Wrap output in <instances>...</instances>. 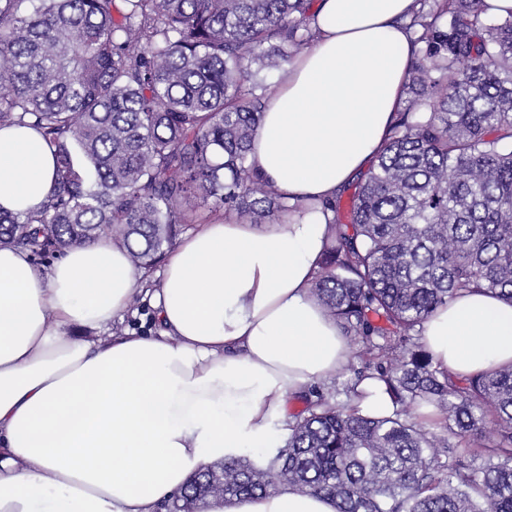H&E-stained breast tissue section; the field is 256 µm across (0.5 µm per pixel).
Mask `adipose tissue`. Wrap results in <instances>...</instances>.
<instances>
[{"mask_svg": "<svg viewBox=\"0 0 512 512\" xmlns=\"http://www.w3.org/2000/svg\"><path fill=\"white\" fill-rule=\"evenodd\" d=\"M418 0H318L313 37L280 71L250 161L288 203L335 197L379 154L406 96ZM56 164L29 126L0 127V209L50 195ZM323 212L203 224L165 258L159 335L110 334L143 278L110 240L47 272L0 248V512H156L199 467L289 433V395L351 358L312 283ZM440 371L512 364V304L466 293L421 326ZM208 512H336L282 486Z\"/></svg>", "mask_w": 512, "mask_h": 512, "instance_id": "ef3b65f1", "label": "adipose tissue"}]
</instances>
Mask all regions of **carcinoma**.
<instances>
[{
  "label": "carcinoma",
  "instance_id": "cac0c4a2",
  "mask_svg": "<svg viewBox=\"0 0 512 512\" xmlns=\"http://www.w3.org/2000/svg\"><path fill=\"white\" fill-rule=\"evenodd\" d=\"M26 2L0 0V126L39 130L57 179L39 212H0V248L63 256L107 232L148 271L201 207L333 212L313 293L361 346L346 400L300 395L265 465L202 469L173 509L289 485L337 512H512V366L444 374L420 330L465 293L512 304V9L489 23L484 0H420L406 98L343 214L282 200L249 160L260 74L311 40L313 0ZM367 379L392 414L352 403Z\"/></svg>",
  "mask_w": 512,
  "mask_h": 512
}]
</instances>
